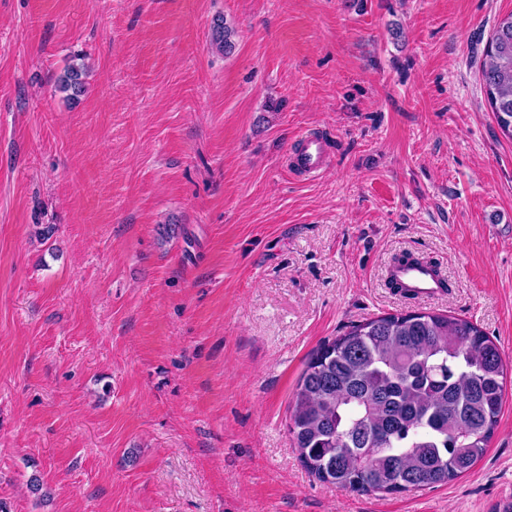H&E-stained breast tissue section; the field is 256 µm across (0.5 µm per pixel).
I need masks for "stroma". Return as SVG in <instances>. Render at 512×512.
I'll return each mask as SVG.
<instances>
[{
  "instance_id": "obj_1",
  "label": "stroma",
  "mask_w": 512,
  "mask_h": 512,
  "mask_svg": "<svg viewBox=\"0 0 512 512\" xmlns=\"http://www.w3.org/2000/svg\"><path fill=\"white\" fill-rule=\"evenodd\" d=\"M511 12L0 0V512H504L512 381L482 460L398 494L319 482L287 423L311 351L384 314L450 312L512 363V140L480 74ZM403 252L451 293H392ZM234 36V29L227 24L226 20L218 18L213 22L210 36L211 44L216 49L223 51L225 55L231 54L236 47ZM85 75L84 64L72 62L64 68L63 74L59 77L58 88L62 92L72 91V97H76L84 90ZM296 164L306 174L315 176L323 166L325 141L312 134L300 135Z\"/></svg>"
}]
</instances>
